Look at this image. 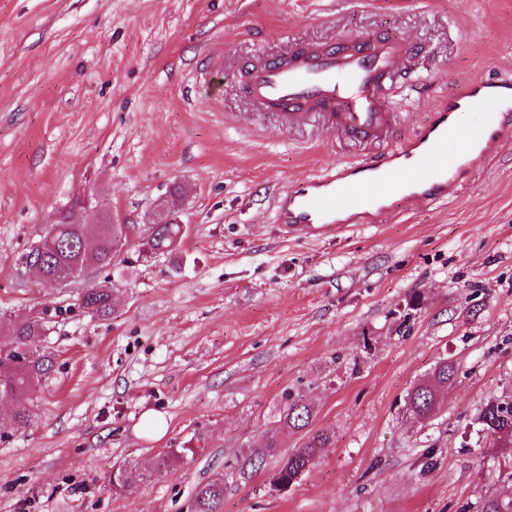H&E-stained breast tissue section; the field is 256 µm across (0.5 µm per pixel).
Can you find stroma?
Masks as SVG:
<instances>
[{
  "label": "stroma",
  "mask_w": 512,
  "mask_h": 512,
  "mask_svg": "<svg viewBox=\"0 0 512 512\" xmlns=\"http://www.w3.org/2000/svg\"><path fill=\"white\" fill-rule=\"evenodd\" d=\"M358 32L418 50L399 135L456 84L512 78V0H0V348L40 313L55 364L29 428L0 438V512H186L219 474L224 512H477L506 491L512 458L479 418L512 400V143L456 199L387 224L311 240L274 220L277 189L369 147L317 118L284 129L248 98L244 66ZM174 188L180 246L144 254ZM85 198L126 243L44 287L22 256ZM103 283L98 317L80 297ZM444 360L439 407L412 416L408 394ZM291 397L331 443L280 493L277 456L305 436L280 420ZM271 439L277 455L241 477ZM171 452L176 470L104 490L113 466ZM81 306L98 316H107L112 310V291L97 286L86 288L82 293Z\"/></svg>",
  "instance_id": "1"
}]
</instances>
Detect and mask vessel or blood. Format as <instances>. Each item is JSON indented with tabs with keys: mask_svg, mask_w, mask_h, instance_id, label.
Wrapping results in <instances>:
<instances>
[{
	"mask_svg": "<svg viewBox=\"0 0 512 512\" xmlns=\"http://www.w3.org/2000/svg\"><path fill=\"white\" fill-rule=\"evenodd\" d=\"M412 46L383 37L366 48L347 43L328 48L293 46L286 59L250 69L246 88L258 105L276 111L293 129L312 115L331 128L376 145V152L340 161L275 193V221L289 233L323 236L360 224H382L407 214L411 206L442 203L488 158L490 145L512 141V79H476L438 99L427 121L413 134L388 145L390 103L412 81ZM476 112L473 135L460 138L458 119ZM387 181L379 198L372 187ZM366 195L371 205L357 210L345 198Z\"/></svg>",
	"mask_w": 512,
	"mask_h": 512,
	"instance_id": "obj_1",
	"label": "vessel or blood"
}]
</instances>
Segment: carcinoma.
Masks as SVG:
<instances>
[{
    "label": "carcinoma",
    "instance_id": "obj_1",
    "mask_svg": "<svg viewBox=\"0 0 512 512\" xmlns=\"http://www.w3.org/2000/svg\"><path fill=\"white\" fill-rule=\"evenodd\" d=\"M77 205L61 211L40 239L44 249V278L51 283L75 272L83 273L90 266L106 268L118 256L123 241L124 225L100 224L96 227L97 247L84 251L80 241L87 233L83 224L74 223ZM182 238V225L169 219L154 226L151 235L145 238L144 246L155 253H174ZM82 308L98 316H106L112 310V291L92 286L83 291ZM13 340L28 353L25 361L10 371H0V398L9 397L14 406L13 431L29 427L31 419L26 402L37 387L48 378L53 368L52 358L45 354L41 342L44 336L43 317L30 313L17 318L12 325ZM455 374L453 364L443 361L437 364L427 379L417 383L407 396L408 410L413 415L425 418L435 410L436 395L442 385ZM312 413L308 406L293 399L287 403L281 420L289 427L304 429L311 423ZM482 431L494 437L512 433V401L491 402L480 416ZM330 443L328 433L317 430L309 432L302 446L281 455L278 470L270 485L285 491L296 483L315 464L319 449ZM142 479V473L129 465L112 468L107 487L114 493H122L134 487ZM192 499L195 512H224V478L217 477L195 487ZM477 512H512V497L491 496L485 498Z\"/></svg>",
    "mask_w": 512,
    "mask_h": 512
}]
</instances>
